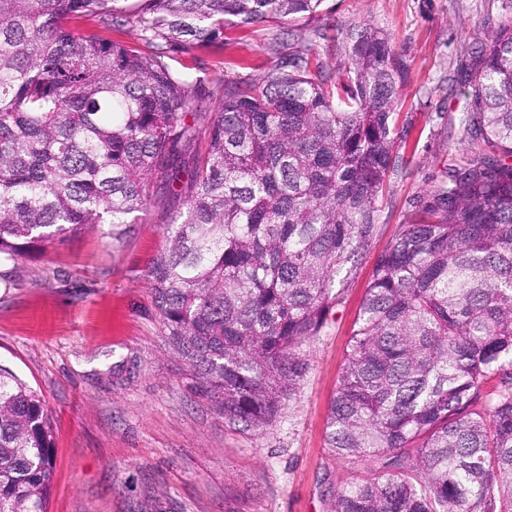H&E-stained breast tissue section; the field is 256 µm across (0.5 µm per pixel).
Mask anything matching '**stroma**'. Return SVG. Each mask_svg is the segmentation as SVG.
Listing matches in <instances>:
<instances>
[{
  "mask_svg": "<svg viewBox=\"0 0 512 512\" xmlns=\"http://www.w3.org/2000/svg\"><path fill=\"white\" fill-rule=\"evenodd\" d=\"M365 25L404 54L397 110L408 135L372 244L267 426L225 421L165 341L149 270L181 200L152 199L120 247L107 229L85 230L0 263V275H24L0 278V366L41 394L55 431L48 512H325L337 487L379 469L328 448L330 402L378 256L470 152L468 64L512 26V0H323L311 21L228 25L223 43L174 57L190 75L220 68L243 81L309 47L339 72L332 36Z\"/></svg>",
  "mask_w": 512,
  "mask_h": 512,
  "instance_id": "1",
  "label": "stroma"
}]
</instances>
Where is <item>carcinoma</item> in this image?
<instances>
[{"mask_svg": "<svg viewBox=\"0 0 512 512\" xmlns=\"http://www.w3.org/2000/svg\"><path fill=\"white\" fill-rule=\"evenodd\" d=\"M323 0H0V258L100 224L118 242L163 188L183 208L149 277L168 345L231 424H269L375 235L406 135L403 55L373 27L255 80L169 63L224 25L315 17ZM132 26L147 50L68 22ZM482 148L381 253L331 400L339 458L384 472L326 512H512V26L471 60ZM191 150L187 174L174 162ZM53 426L0 367V512H47Z\"/></svg>", "mask_w": 512, "mask_h": 512, "instance_id": "1", "label": "carcinoma"}]
</instances>
